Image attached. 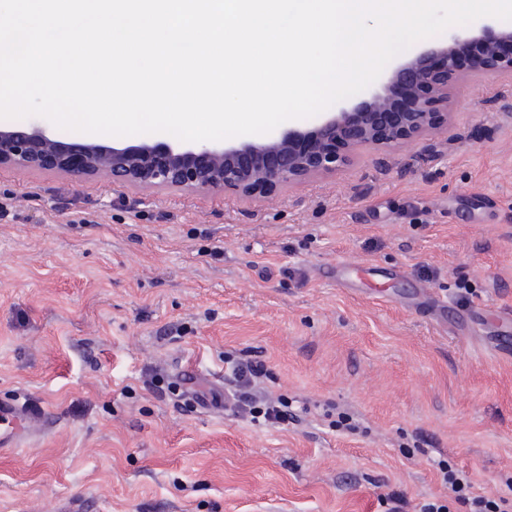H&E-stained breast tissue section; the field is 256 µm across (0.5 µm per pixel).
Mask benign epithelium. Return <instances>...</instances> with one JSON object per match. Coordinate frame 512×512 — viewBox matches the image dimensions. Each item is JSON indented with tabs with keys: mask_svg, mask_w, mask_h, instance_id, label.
<instances>
[{
	"mask_svg": "<svg viewBox=\"0 0 512 512\" xmlns=\"http://www.w3.org/2000/svg\"><path fill=\"white\" fill-rule=\"evenodd\" d=\"M472 45L481 48L479 64L464 73L460 55ZM488 75L512 78V29L487 24L477 35L454 31L448 41L394 66L355 106L338 102L305 128L237 145L141 141L107 146L58 141L37 127H0V167L55 172L75 182L105 174L114 184L145 190H230L266 198L336 171L361 147L385 149L438 134L448 121L440 105L448 102L449 86Z\"/></svg>",
	"mask_w": 512,
	"mask_h": 512,
	"instance_id": "1",
	"label": "benign epithelium"
}]
</instances>
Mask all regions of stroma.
<instances>
[{"label": "stroma", "instance_id": "35a3bbf8", "mask_svg": "<svg viewBox=\"0 0 512 512\" xmlns=\"http://www.w3.org/2000/svg\"><path fill=\"white\" fill-rule=\"evenodd\" d=\"M448 110L258 200L1 167L0 401L56 426L0 453V512H470L443 463L511 491L512 80ZM228 353L294 420L199 407Z\"/></svg>", "mask_w": 512, "mask_h": 512}]
</instances>
